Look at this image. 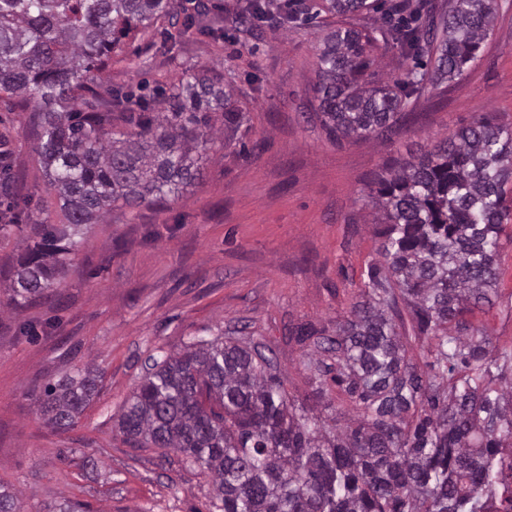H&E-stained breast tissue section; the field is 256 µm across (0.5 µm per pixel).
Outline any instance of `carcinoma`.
<instances>
[{
  "mask_svg": "<svg viewBox=\"0 0 512 512\" xmlns=\"http://www.w3.org/2000/svg\"><path fill=\"white\" fill-rule=\"evenodd\" d=\"M175 2L0 0V92L26 96L44 191L62 214L58 224L45 208L27 215L40 241L20 260L1 307L49 296L75 237L105 222L112 204L148 208L198 185L211 145L239 127L233 91L209 66L186 70L155 112L88 84L112 65L121 39L153 33ZM328 9L381 13L391 41L415 61L375 82V37L353 27L324 33L315 52L316 117L340 143L389 137L424 81L461 77L478 58L496 3L452 0L438 11L424 0L408 12L383 0H329ZM270 19L265 0H248L238 23ZM215 23L198 8L165 35L175 45ZM118 118L132 129L114 136ZM364 199L381 206L384 224L365 301L332 336L312 323L288 329L289 339L333 359L306 355L302 364L319 397L332 382L350 398L352 418L329 423L296 405L264 345L225 336L152 359L118 432L132 446L182 454L211 478L219 512H512L504 457L512 390L491 387L512 354L468 319L490 304L501 275V238L512 223V131L480 117L378 177ZM401 301L428 339L431 375L407 358ZM96 381L87 367L46 385L48 423L73 428ZM20 503L0 484V512H22Z\"/></svg>",
  "mask_w": 512,
  "mask_h": 512,
  "instance_id": "cac0c4a2",
  "label": "carcinoma"
}]
</instances>
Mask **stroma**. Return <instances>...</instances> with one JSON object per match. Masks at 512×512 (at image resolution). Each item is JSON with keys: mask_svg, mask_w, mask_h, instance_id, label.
<instances>
[{"mask_svg": "<svg viewBox=\"0 0 512 512\" xmlns=\"http://www.w3.org/2000/svg\"><path fill=\"white\" fill-rule=\"evenodd\" d=\"M219 30L170 49L160 35L122 39L112 65L94 77L102 91L152 100L191 67L214 66L243 110L236 133L208 153L202 181L179 198L143 209L113 208L80 238L56 286L60 303L30 302L0 313V482L22 494L24 512L70 502L75 512H212L209 477L180 453L134 448L117 432L121 410L148 358L236 334L277 357L291 398L315 414L347 420L349 398L330 387L324 409L287 329L334 330L362 301L377 263L379 212L368 184L400 159L418 157L482 116L512 129V0H498L492 30L464 75L425 88L392 140H330L316 119L313 46L323 28L343 26L328 0H305L312 22L267 23L244 32L239 0H216ZM0 134L18 176L15 211H58L43 194L28 115L0 98ZM265 140L263 151L242 144ZM494 305L475 312L495 346L512 351V240L502 242ZM96 394L71 430L40 413L43 389L85 367Z\"/></svg>", "mask_w": 512, "mask_h": 512, "instance_id": "35a3bbf8", "label": "stroma"}]
</instances>
